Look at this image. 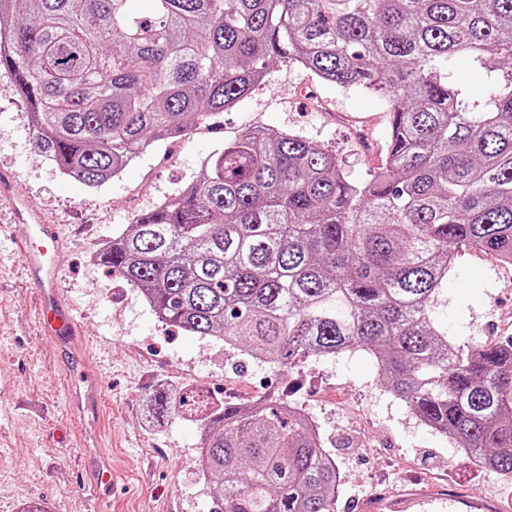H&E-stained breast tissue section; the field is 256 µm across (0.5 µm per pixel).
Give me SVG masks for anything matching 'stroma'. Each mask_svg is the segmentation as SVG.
<instances>
[{"label": "stroma", "instance_id": "stroma-1", "mask_svg": "<svg viewBox=\"0 0 512 512\" xmlns=\"http://www.w3.org/2000/svg\"><path fill=\"white\" fill-rule=\"evenodd\" d=\"M390 112L385 96L323 84L281 62L233 109L186 136L154 142L118 178L89 189L37 155L28 108L13 79L0 73V171L13 174L56 227L59 287L87 339L82 368L104 381L101 426L118 475L115 496L98 500L89 453L74 443L79 423L66 401L63 357L39 332L36 287L1 206L0 512H21L29 502L46 512H210L219 491L200 474L197 423L176 419L156 428L144 420L143 396L163 384L236 403L281 398L304 406L340 474L336 512L357 505L375 512L386 495L420 489L456 512L467 501L484 512H512V482L457 454L454 442L422 424L385 389L365 352L292 369L256 366L218 338L160 322L136 289L94 257L100 242L199 179L206 159L249 129L300 134L335 152L350 180H366L385 158ZM433 320L462 341L511 336L512 267L459 247Z\"/></svg>", "mask_w": 512, "mask_h": 512}]
</instances>
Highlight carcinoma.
Returning <instances> with one entry per match:
<instances>
[{
	"label": "carcinoma",
	"mask_w": 512,
	"mask_h": 512,
	"mask_svg": "<svg viewBox=\"0 0 512 512\" xmlns=\"http://www.w3.org/2000/svg\"><path fill=\"white\" fill-rule=\"evenodd\" d=\"M135 2L0 0V62L21 73L34 148L63 176L112 181L280 61L386 92L390 139L385 165L352 182L297 134L246 131L99 261L161 322L269 363L369 354L412 414L512 480V336L460 342L432 321L455 246L512 260V70L477 103L442 74L457 57L512 63V0ZM144 402L155 427L200 426L212 512H336V464L293 405L212 409L165 386Z\"/></svg>",
	"instance_id": "obj_1"
}]
</instances>
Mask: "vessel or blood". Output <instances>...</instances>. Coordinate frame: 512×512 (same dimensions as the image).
Here are the masks:
<instances>
[{"instance_id":"vessel-or-blood-1","label":"vessel or blood","mask_w":512,"mask_h":512,"mask_svg":"<svg viewBox=\"0 0 512 512\" xmlns=\"http://www.w3.org/2000/svg\"><path fill=\"white\" fill-rule=\"evenodd\" d=\"M0 201L10 204L14 222L19 227L17 245L25 271L37 287L38 316L46 338L71 360L82 361L79 325L71 304L57 286L61 268L52 256L57 244L52 225L46 224L26 204L14 177L4 172L0 173ZM67 395L71 411L87 419L85 441H98L100 427L97 417L104 399L100 379L69 372ZM386 507L388 512H434L436 504L433 497L424 495L396 497L387 502Z\"/></svg>"}]
</instances>
